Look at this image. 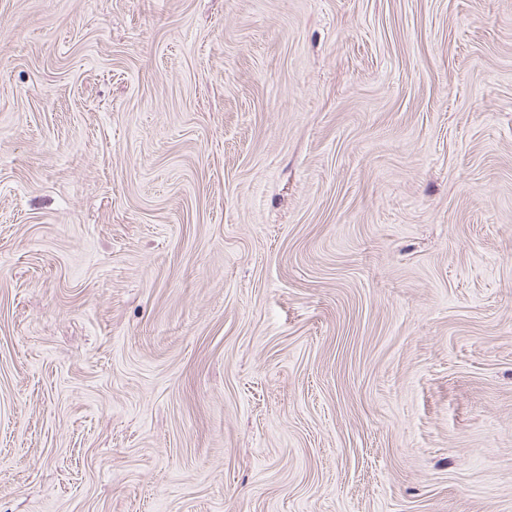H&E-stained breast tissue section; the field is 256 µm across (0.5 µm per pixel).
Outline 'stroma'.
I'll use <instances>...</instances> for the list:
<instances>
[{
    "mask_svg": "<svg viewBox=\"0 0 512 512\" xmlns=\"http://www.w3.org/2000/svg\"><path fill=\"white\" fill-rule=\"evenodd\" d=\"M0 512H512V0H0Z\"/></svg>",
    "mask_w": 512,
    "mask_h": 512,
    "instance_id": "1",
    "label": "stroma"
}]
</instances>
